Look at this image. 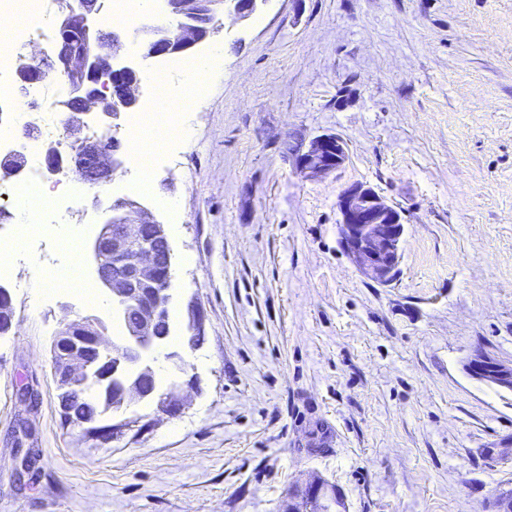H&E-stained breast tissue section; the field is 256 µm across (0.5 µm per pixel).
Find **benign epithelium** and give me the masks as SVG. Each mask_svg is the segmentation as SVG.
<instances>
[{
	"label": "benign epithelium",
	"mask_w": 512,
	"mask_h": 512,
	"mask_svg": "<svg viewBox=\"0 0 512 512\" xmlns=\"http://www.w3.org/2000/svg\"><path fill=\"white\" fill-rule=\"evenodd\" d=\"M268 2L165 0L171 22L141 30L140 57L148 60L189 53L217 30V15L226 4L245 21ZM97 12V0H70L61 15L52 55L43 63H20L16 80L25 86L46 82L51 71L65 76L74 88L67 111L91 116L97 129L106 132L118 128L121 114L136 104L140 78L122 57L121 35L96 25ZM83 128L82 121L69 128L77 145L70 156L64 158L53 148L46 149L47 172L53 174L67 166L90 185L112 180L124 167V156L114 150L102 151L99 138L82 135ZM346 159L344 140L322 134L298 151L297 166L309 177H321L339 169ZM337 209L345 251L375 282H389L401 260L404 223L400 211L363 183L346 187L338 196ZM107 211L111 216L91 242L94 270L120 312H128L123 303H133V321L118 346L105 344L101 326L93 319L72 320L60 328L53 347L67 348V355L52 366L59 400L66 399L70 387L92 380L99 386L92 421L135 402L151 403L174 417L183 407L180 386H158L152 366L153 354L166 341L157 333V324L166 318L172 301L171 248L165 226L133 200L109 206ZM186 331L188 346L198 348L204 322L201 310L192 303L188 304ZM466 368L473 378L512 391V363L478 355Z\"/></svg>",
	"instance_id": "1"
}]
</instances>
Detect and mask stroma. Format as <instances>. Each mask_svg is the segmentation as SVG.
I'll use <instances>...</instances> for the list:
<instances>
[{"label": "stroma", "instance_id": "1", "mask_svg": "<svg viewBox=\"0 0 512 512\" xmlns=\"http://www.w3.org/2000/svg\"><path fill=\"white\" fill-rule=\"evenodd\" d=\"M219 78L180 111L141 196L171 237V335L196 379L176 417L140 402L98 445L64 424L50 367L65 321L126 331L111 304L63 288L26 309L42 254L80 261L132 169L87 186L76 250L50 224L15 263L13 327L0 336V512H284L320 478L339 512H491L512 463V391L472 378L512 363V0H269L218 16ZM342 137V167L309 179L302 144ZM372 186L402 213L392 282L342 248V189ZM205 337L184 347L189 301ZM32 399L21 396V389ZM23 454L29 466L16 470ZM470 376L512 391V363L501 362L488 355H477L466 365Z\"/></svg>", "mask_w": 512, "mask_h": 512}]
</instances>
